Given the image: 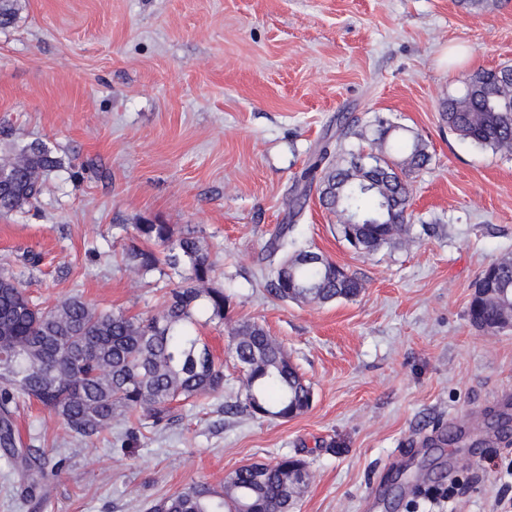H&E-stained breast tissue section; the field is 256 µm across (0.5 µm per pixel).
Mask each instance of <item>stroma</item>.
Masks as SVG:
<instances>
[{
    "label": "stroma",
    "mask_w": 512,
    "mask_h": 512,
    "mask_svg": "<svg viewBox=\"0 0 512 512\" xmlns=\"http://www.w3.org/2000/svg\"><path fill=\"white\" fill-rule=\"evenodd\" d=\"M0 28V150L34 140L61 157L38 202L0 214V270L52 304L78 295L148 318L186 273L146 275L123 260L137 224L195 231L229 298L200 333L224 361V391L126 439L113 423L93 450L64 440L38 403L22 434L67 457L44 500L13 493L0 464V512H150L158 500L283 456L309 473L293 512H495L512 498V432L485 437L512 394V326H474L482 270L512 256V151L479 149L442 122V103L481 68L512 65V0L469 13L459 0H21ZM421 135L432 160L410 173L412 226L361 255L305 189L323 145L374 152L376 120ZM351 133L336 136L339 123ZM305 193L296 217L286 198ZM359 279L352 299L269 293L268 242ZM255 321L313 390L289 421L227 413L244 376L228 348ZM483 437L477 454L438 444ZM454 502L415 495L444 488Z\"/></svg>",
    "instance_id": "stroma-1"
}]
</instances>
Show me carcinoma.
Masks as SVG:
<instances>
[{"label":"carcinoma","mask_w":512,"mask_h":512,"mask_svg":"<svg viewBox=\"0 0 512 512\" xmlns=\"http://www.w3.org/2000/svg\"><path fill=\"white\" fill-rule=\"evenodd\" d=\"M19 0H0V27L16 20ZM441 119L448 130L474 147L512 148V66L469 74L463 93L444 101ZM376 168L363 155L340 157L323 146L302 178L318 182L322 205L336 216L348 213L356 224L337 232L356 251H375L394 235L410 231V194L403 175L425 168L431 156L417 133L382 128L375 138ZM64 166L41 141L0 157V214L33 205L45 173ZM321 172L320 177L314 173ZM144 246L127 252L129 265L144 274L162 265L185 264L183 284L169 291L162 309L148 319L96 308L79 297L53 306L34 303L15 279L0 273V457L23 473V497L43 491L62 461L24 444L16 416L35 401L65 434L88 446L121 417L134 435L142 422L167 424L181 405H192L224 389V363L197 333L199 315L224 322L229 304L224 289L212 287L213 266L201 241L189 232L177 239L168 224H137ZM281 227L268 243L270 292L280 299L327 303L359 295L362 283L333 267L329 258L308 261V250L282 253ZM468 316L488 331L512 317V259L487 266L478 279ZM230 350L244 373V391L227 410L256 418L288 421L305 412L313 391L283 345L257 322L235 329ZM308 477L305 462L283 457L271 464L242 466L224 478L221 490L194 483L161 499L151 512H290Z\"/></svg>","instance_id":"obj_1"}]
</instances>
